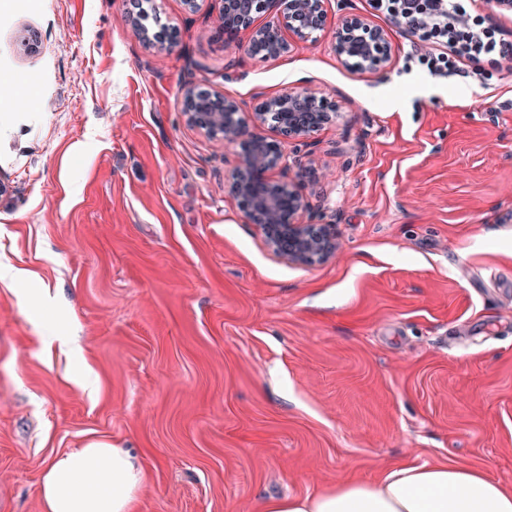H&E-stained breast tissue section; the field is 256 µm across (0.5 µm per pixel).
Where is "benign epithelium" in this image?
Instances as JSON below:
<instances>
[{
	"mask_svg": "<svg viewBox=\"0 0 512 512\" xmlns=\"http://www.w3.org/2000/svg\"><path fill=\"white\" fill-rule=\"evenodd\" d=\"M328 0H220L215 34L236 40L246 32V54L266 62L289 53L294 45L315 39L329 25ZM149 13L123 14L145 49L163 52L171 39L160 37L146 21ZM336 57L347 68L379 74L393 64L391 31L367 16L346 12L333 29ZM181 110L192 127L209 138L244 146L230 178V192L246 223L256 226L266 245L295 264L323 262L336 251L331 224H306L311 210L298 181L288 175L291 145L311 144L313 135L336 122L337 105L310 88L264 98L253 108L210 86L185 92Z\"/></svg>",
	"mask_w": 512,
	"mask_h": 512,
	"instance_id": "7a95c632",
	"label": "benign epithelium"
}]
</instances>
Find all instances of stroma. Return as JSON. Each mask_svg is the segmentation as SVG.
<instances>
[{
  "mask_svg": "<svg viewBox=\"0 0 512 512\" xmlns=\"http://www.w3.org/2000/svg\"><path fill=\"white\" fill-rule=\"evenodd\" d=\"M120 0L0 9V512H40L49 460L93 439L137 457L138 512H259L268 497L437 461L512 487V70L344 68L331 32L268 62L186 12L167 53ZM28 29L37 51L18 52ZM254 106L340 105L302 179L327 261L291 264L246 223L240 148L189 126L188 86ZM72 332L78 352L45 347ZM132 8L140 10L142 3H131ZM124 22L132 28L145 49L149 51L163 52L172 47L169 37H160L155 35L145 23L149 19L148 11L140 10L138 13L127 12L123 14Z\"/></svg>",
  "mask_w": 512,
  "mask_h": 512,
  "instance_id": "stroma-1",
  "label": "stroma"
}]
</instances>
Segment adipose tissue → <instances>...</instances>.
Instances as JSON below:
<instances>
[{"label":"adipose tissue","mask_w":512,"mask_h":512,"mask_svg":"<svg viewBox=\"0 0 512 512\" xmlns=\"http://www.w3.org/2000/svg\"><path fill=\"white\" fill-rule=\"evenodd\" d=\"M146 481L127 449L93 441L51 459L41 477L42 512H136ZM260 512H512V489L478 469L425 463L391 470L376 482L270 498Z\"/></svg>","instance_id":"obj_1"}]
</instances>
